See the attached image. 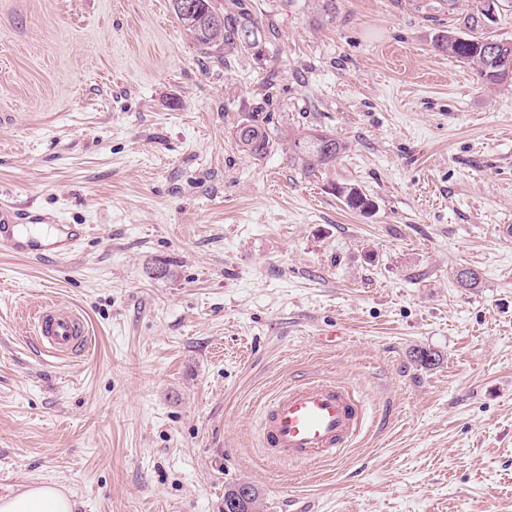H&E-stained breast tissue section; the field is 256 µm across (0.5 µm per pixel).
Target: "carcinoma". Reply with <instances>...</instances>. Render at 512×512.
Wrapping results in <instances>:
<instances>
[{
	"label": "carcinoma",
	"instance_id": "obj_1",
	"mask_svg": "<svg viewBox=\"0 0 512 512\" xmlns=\"http://www.w3.org/2000/svg\"><path fill=\"white\" fill-rule=\"evenodd\" d=\"M194 9L184 13L173 8L180 24L190 32L195 42L206 51L219 52L226 45L241 51L261 54L270 43L272 25L242 6L240 0H232L234 11H224L215 0H193ZM472 11L455 19V25L435 34L434 51L446 54L457 61L472 66L481 82L489 86L512 85V42L505 41L487 30L484 10L485 0H475ZM416 9L434 12L458 10V0H432L425 5L416 3ZM307 10L312 21L323 24L336 17V0H309ZM236 145L255 158L268 154L274 146L263 121L252 115L236 129ZM290 162L302 172L313 175L336 163L346 150V144L326 130L308 128L290 139ZM344 205L363 213L373 208L374 202L360 188L352 184L337 183L333 186ZM455 280L463 288H475L479 274L470 268L455 272Z\"/></svg>",
	"mask_w": 512,
	"mask_h": 512
}]
</instances>
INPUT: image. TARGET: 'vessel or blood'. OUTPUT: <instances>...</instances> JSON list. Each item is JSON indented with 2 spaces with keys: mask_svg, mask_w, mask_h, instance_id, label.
Wrapping results in <instances>:
<instances>
[{
  "mask_svg": "<svg viewBox=\"0 0 512 512\" xmlns=\"http://www.w3.org/2000/svg\"><path fill=\"white\" fill-rule=\"evenodd\" d=\"M83 236L76 224H57L45 214L30 216L0 203V249L20 257L70 256ZM36 341L56 358L89 349L92 338L84 314L49 301L36 317ZM261 443L275 463L310 464L341 456L362 428L366 407L345 387L311 380L284 388L260 407Z\"/></svg>",
  "mask_w": 512,
  "mask_h": 512,
  "instance_id": "vessel-or-blood-1",
  "label": "vessel or blood"
}]
</instances>
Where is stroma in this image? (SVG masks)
Returning a JSON list of instances; mask_svg holds the SVG:
<instances>
[{
    "instance_id": "35a3bbf8",
    "label": "stroma",
    "mask_w": 512,
    "mask_h": 512,
    "mask_svg": "<svg viewBox=\"0 0 512 512\" xmlns=\"http://www.w3.org/2000/svg\"><path fill=\"white\" fill-rule=\"evenodd\" d=\"M250 2L277 31L260 56L203 52L171 0H0V200L86 227L64 260L0 251V497L224 512L247 483L259 512H512V87L434 52L452 18L413 0L319 26ZM255 113L259 160L234 139ZM304 127L348 145L324 173L290 161ZM49 300L89 353L35 344ZM312 378L374 413L340 459L272 464L259 403ZM344 205L355 212L365 213V209L374 207V202L360 188L352 184H334L332 187Z\"/></svg>"
}]
</instances>
